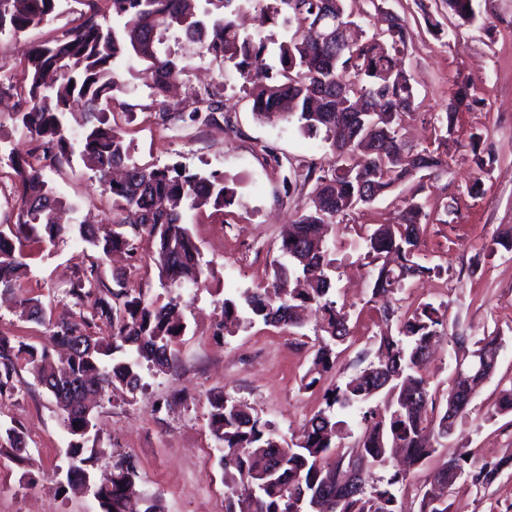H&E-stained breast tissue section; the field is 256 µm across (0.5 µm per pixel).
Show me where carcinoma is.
Wrapping results in <instances>:
<instances>
[{
  "label": "carcinoma",
  "mask_w": 512,
  "mask_h": 512,
  "mask_svg": "<svg viewBox=\"0 0 512 512\" xmlns=\"http://www.w3.org/2000/svg\"><path fill=\"white\" fill-rule=\"evenodd\" d=\"M91 0V9L62 37L30 47L18 84V109L9 113L15 129L38 143L42 155H23L12 149L9 161L19 189L15 227L0 229V289L19 295L20 315L54 328L53 338L65 350L55 372H48V352L23 342L15 344L0 336V397L12 394L17 365L27 364L51 393L60 420L74 438L67 483L90 479L99 450L87 447L95 429V416L85 415L61 400L56 380L68 377L96 380L101 388L121 386L130 394L139 389L143 368L166 373L175 368V346L186 326L181 307L186 305L181 287L206 284L200 250L184 220L187 210L224 211L233 203L234 191L224 177L191 172L179 165L148 167L132 160L130 146L106 112L118 102L116 93L124 80L118 62L127 59L143 65L141 76L158 98L179 80L187 64L166 45L171 31L198 36V53L233 67L243 80L251 110L262 120L287 117L306 133H324L333 160L328 166H309L283 178L285 193L312 185L308 206L282 239L280 250L287 258L276 264L266 283L224 299V322L240 326L257 321L277 329H300V311L318 314V335L310 384L336 366L337 344L349 335L347 315L333 299L327 270L326 235L336 218L368 205L402 184L411 193L402 199L396 220L379 224L366 236L367 254L375 259L393 258L382 265L372 286V296L386 298L402 290L407 281L431 272L418 262L429 214L420 194L428 188L425 178L447 166L446 158L456 112L476 103L470 85H458L448 110L434 117L443 150L424 148L413 152L400 131L413 115V90L403 66L406 21L390 18L383 34L368 37L347 13L345 0H251L261 23L283 16L293 33L279 44L276 69L264 62V40L240 33L235 21L237 0ZM473 0H443L448 12L463 22L474 17ZM59 0H0V34H15L57 16ZM356 31L341 45L315 29L323 18ZM84 108L81 131L72 132L67 114L74 101ZM189 112H170L158 103L163 120L208 126L222 119L224 102L216 89L197 93ZM79 155L112 199L113 229L101 237L93 226L67 227L55 222L62 205L45 179L42 161H68ZM76 234L98 261L84 268L70 296L78 314L60 321L47 316L40 299L25 294L24 247L27 242H52ZM151 245V260L159 277L169 283L167 302L150 290L131 287L120 276L116 287L101 277V262L115 251L137 256L139 242ZM102 322L108 335L96 336L89 329ZM448 336L442 307L424 303L399 319L398 334L383 331L376 360L331 389L326 407L303 426L290 441L269 423L261 421L244 402L227 394L209 399L211 434L224 470L225 512H399L396 486L408 473L394 472L386 485L366 488L359 465L368 461L385 464L396 452L408 463H419L436 452L438 439L448 435L457 419L466 413L476 389L491 378L490 364L482 375L453 374L446 407L434 416V399L420 366L436 345ZM502 339L487 334L473 342V352L494 360ZM362 410L365 431L351 450L336 443L343 421L336 410ZM23 431L12 427L0 431V448L10 449V458L27 459L22 453ZM501 465L446 459L430 473L431 489L425 492L420 512H448L436 490L448 487L466 475L475 484L495 478ZM136 469L127 457L118 458L112 480L94 489L102 512H126Z\"/></svg>",
  "instance_id": "cac0c4a2"
}]
</instances>
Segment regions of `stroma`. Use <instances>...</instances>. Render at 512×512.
Listing matches in <instances>:
<instances>
[{
    "instance_id": "obj_1",
    "label": "stroma",
    "mask_w": 512,
    "mask_h": 512,
    "mask_svg": "<svg viewBox=\"0 0 512 512\" xmlns=\"http://www.w3.org/2000/svg\"><path fill=\"white\" fill-rule=\"evenodd\" d=\"M405 19L408 29L405 67L414 92L416 114L403 130L416 148L434 139L432 121L446 111L458 83L472 80L475 105L459 112L454 123L448 166L436 187L423 195L432 216L420 263L440 265V272L414 281L387 301L374 299L372 275L377 268L362 245L363 234L394 220L406 187H398L373 204L357 208L336 228L329 241L336 260L331 276L335 298L348 312L349 339L339 346L338 366L331 376L307 386L312 365L315 319L297 334L255 322L224 338L213 335L225 298L254 287L271 275L280 260L284 224L305 204L300 192L285 193L283 178L291 164H327L331 150L322 136L298 131L294 122L258 120L251 111L236 71L198 57L186 42L169 45L190 58L172 104L182 109L195 92L220 87L230 124L177 127L162 124L154 96L137 70L125 72L119 107L109 119L132 144V157L145 166L180 165L193 172L223 176L234 189L223 214H185L201 261L214 275L206 287L192 291L186 310L188 330L177 346V365L165 374L143 372L144 388L129 396L107 391L94 400L100 456L91 475L102 482L112 473V457L131 456L138 489L158 496L163 512H224V472L209 427L210 396L224 393L252 407L284 437L299 434L304 423L325 406V390L373 360V341L385 320L382 305L397 311L432 302L443 305L449 332L470 339L498 331L502 349L494 376L473 397L434 457L413 467L397 490L405 512H420L428 475L437 461L469 453L498 462L502 470L491 484L479 486L460 478L444 495L448 512H512V412L500 410L504 389L512 387V252L498 250L489 258L478 252L501 231L512 227V0H474L476 17L464 23L448 14L440 0H385ZM88 0H68L59 16L18 35H0V84L17 83L27 50L77 25ZM437 20L439 29L429 27ZM480 147H472V134ZM485 165H478V158ZM56 194L73 205L74 221H94L98 234L112 228V201L80 159L45 166ZM479 193H472L474 179ZM141 262L111 257L102 265L104 281L122 274L133 285L166 295L158 271L141 245ZM95 258L76 238L27 249L28 296L41 299L53 319L71 317L76 309L68 292L82 269ZM0 335L57 355L47 325L19 316L0 298ZM463 352L442 344L426 363L431 390L445 400L448 381ZM13 395L0 398V426H18L25 434L29 459L19 463L0 455V512H102L92 491L83 487L59 492L70 458L71 436L63 428L55 401L27 367H19Z\"/></svg>"
}]
</instances>
